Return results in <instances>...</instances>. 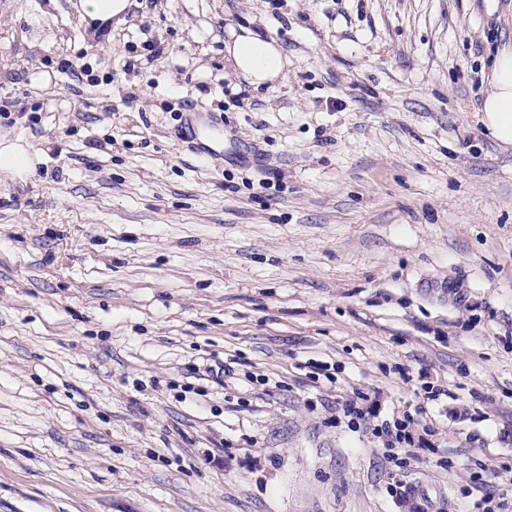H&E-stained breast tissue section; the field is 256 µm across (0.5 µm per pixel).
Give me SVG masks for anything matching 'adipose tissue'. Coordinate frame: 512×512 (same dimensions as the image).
I'll return each instance as SVG.
<instances>
[{
  "instance_id": "1",
  "label": "adipose tissue",
  "mask_w": 512,
  "mask_h": 512,
  "mask_svg": "<svg viewBox=\"0 0 512 512\" xmlns=\"http://www.w3.org/2000/svg\"><path fill=\"white\" fill-rule=\"evenodd\" d=\"M235 68L252 83L279 78L285 58L276 42L253 33L237 36L227 48ZM481 111L488 135L503 144H512V51H500L491 68V89Z\"/></svg>"
}]
</instances>
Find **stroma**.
<instances>
[{"instance_id":"stroma-1","label":"stroma","mask_w":512,"mask_h":512,"mask_svg":"<svg viewBox=\"0 0 512 512\" xmlns=\"http://www.w3.org/2000/svg\"><path fill=\"white\" fill-rule=\"evenodd\" d=\"M0 0V512H406L353 393L428 369L445 512L512 482V0ZM274 39L258 86L226 52ZM161 44L158 54L145 41ZM69 60L75 74L61 72ZM224 116V156L180 136ZM231 365L214 380L207 365ZM85 12L93 19H103L120 13L124 7V0H113L112 3L104 0H86ZM491 86L480 109L482 123L491 138L512 144V50L500 51L495 57Z\"/></svg>"}]
</instances>
